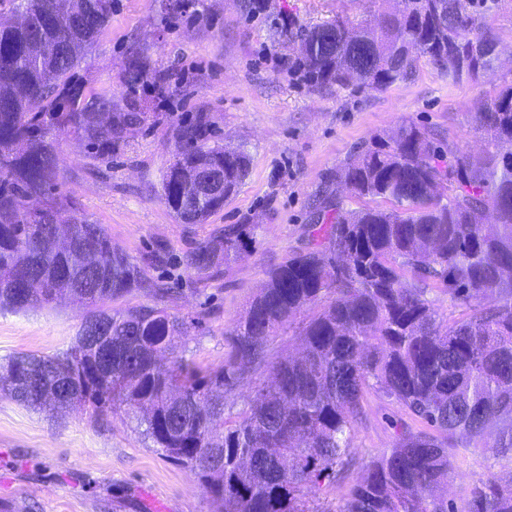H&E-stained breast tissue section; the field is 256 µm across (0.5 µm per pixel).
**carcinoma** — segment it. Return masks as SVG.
Returning a JSON list of instances; mask_svg holds the SVG:
<instances>
[{"label":"carcinoma","mask_w":512,"mask_h":512,"mask_svg":"<svg viewBox=\"0 0 512 512\" xmlns=\"http://www.w3.org/2000/svg\"><path fill=\"white\" fill-rule=\"evenodd\" d=\"M56 2L0 0V15L22 19L0 24V307L21 311L67 292L92 310L68 349L0 359L11 397L58 417L85 405L140 410L146 436L200 478L216 512H331L306 493L352 465V424L374 389L419 426L400 423L336 512H512V480L501 482L493 462L461 504L439 493L476 448L512 460V83L471 115L478 152L444 146L410 121L357 151L336 182L364 207L338 197L318 210L326 245L268 273L230 332L224 365L165 367L186 321L157 305L97 308L140 287V265L67 199L28 207L55 177L62 135L106 158L145 121L135 102L112 111L79 75L112 0H67L62 12ZM391 2L374 0L373 25L288 22V41L307 45L288 56V71L312 88L380 90L411 77L422 58L455 84L497 69L500 39L480 0ZM175 151L163 200L183 223L203 224L246 176L249 153H224L201 121L177 130ZM250 230L225 228L186 265L206 272L233 260ZM436 288L465 314L440 313ZM316 306L298 353L270 359V338ZM259 370L270 383L224 419L225 394Z\"/></svg>","instance_id":"cac0c4a2"}]
</instances>
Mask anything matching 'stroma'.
<instances>
[{
  "label": "stroma",
  "mask_w": 512,
  "mask_h": 512,
  "mask_svg": "<svg viewBox=\"0 0 512 512\" xmlns=\"http://www.w3.org/2000/svg\"><path fill=\"white\" fill-rule=\"evenodd\" d=\"M113 0L112 18L82 65L88 89L115 108L137 102L146 122L112 152L97 157L85 141L63 136L57 146V191L112 247L143 266V284L106 300L117 312L163 303L185 318L189 334L175 357L206 368L223 365L227 334L259 292L266 273L291 254L318 246L314 212L336 195V170L358 147L409 120L439 142L474 150L470 118L512 78V0H487L485 15L500 38L501 63L479 82L455 85L430 65L381 90L313 89L289 74L286 18L316 25L344 17L373 21L372 0H267L260 14L239 0ZM148 72L128 84L129 61ZM210 141L246 145V178L206 223L184 224L162 199V174L175 159L173 132L198 116ZM233 224L256 233L230 265L200 274L184 256ZM88 313L61 298L24 311L0 309V358L69 348ZM400 407L368 394L351 432L352 458L363 465L390 448ZM204 484L144 434L137 414L89 408L62 418L0 395V512H215Z\"/></svg>",
  "instance_id": "stroma-1"
}]
</instances>
